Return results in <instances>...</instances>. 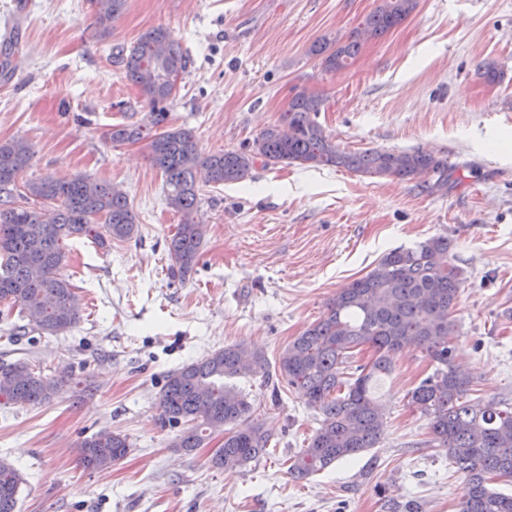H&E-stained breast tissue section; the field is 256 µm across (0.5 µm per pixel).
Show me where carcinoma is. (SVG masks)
Segmentation results:
<instances>
[{
    "mask_svg": "<svg viewBox=\"0 0 512 512\" xmlns=\"http://www.w3.org/2000/svg\"><path fill=\"white\" fill-rule=\"evenodd\" d=\"M95 25L106 36L122 15L127 0H91ZM417 0H377L360 27L347 38L315 42L309 54L320 58L326 72L347 68L361 49V38L376 39L402 24ZM118 63L139 88L148 108L143 122L114 126L113 143L150 139L149 158L165 175L167 201L183 221L170 238V273L181 280L198 264L205 225L193 220L198 207L197 177L221 185L244 180L260 163L343 168L392 180L428 176L431 191L448 188V161L418 149L346 150L333 142L317 121L323 101L305 91L292 97L281 125L267 128L239 150L202 155L192 130L169 125L178 77L186 71L187 52L167 30L143 34ZM30 143L16 137L0 141V303L42 335L57 336L77 325L79 299L61 273L64 241L93 235L100 244L128 240L139 233L127 196L111 184L89 177L45 176L18 181L28 167ZM57 202L51 217L18 199ZM452 241L429 238L412 248L385 254L367 275L338 290L324 314L270 362L264 352L243 344H227L171 372L160 394L162 420L179 428L173 447L190 454L203 447L214 430H224V444L214 463L242 468L269 454L270 436L254 403L236 387L235 378L261 377L273 396L285 384L300 391L320 415V426L295 457L289 470L303 478L338 461L375 447L384 434L387 408L377 395L396 354L412 346L430 360L433 372L408 393V405L427 420L432 447L465 476L459 512H512V494L490 487L512 481V408L495 399L468 398L471 380L456 364L458 324L454 311L464 288L462 270L452 263ZM0 400L27 407L51 402L62 390L60 379L48 377L27 361ZM130 448L120 432H101L81 443L86 469L108 468ZM21 477L6 458L0 459V512H15Z\"/></svg>",
    "mask_w": 512,
    "mask_h": 512,
    "instance_id": "obj_1",
    "label": "carcinoma"
}]
</instances>
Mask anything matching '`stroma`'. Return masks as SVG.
I'll return each instance as SVG.
<instances>
[{
  "label": "stroma",
  "mask_w": 512,
  "mask_h": 512,
  "mask_svg": "<svg viewBox=\"0 0 512 512\" xmlns=\"http://www.w3.org/2000/svg\"><path fill=\"white\" fill-rule=\"evenodd\" d=\"M376 0H127L98 38L89 0H0V141L28 140L22 180L86 175L125 193L138 236L99 246L65 242L61 272L81 300L60 336H0V363L29 358L67 385L52 402L0 400V457L21 476L17 512H458L464 477L435 448L407 394L432 371L400 353L379 392L385 433L375 448L304 479L288 467L318 427L295 390L272 402L259 379L239 378L271 434L268 455L236 470L211 458L215 433L192 453L172 448L160 418L169 372L244 343L276 358L324 313L328 300L383 255L434 236L453 242L465 288L457 360L471 398L512 404V0H417L397 29L364 41L346 69L324 71L310 46L359 27ZM167 29L190 64L177 83L173 126L193 129L201 153L236 150L278 124L299 91L323 101L318 121L348 149H420L445 158L457 180L431 192L333 167H255L250 178L199 183L207 232L195 273L173 278L166 250L182 221L146 142L113 145L115 125L139 122L143 99L115 62L148 30ZM495 64L500 82L480 78ZM125 434L127 455L87 470L80 443Z\"/></svg>",
  "instance_id": "obj_1"
}]
</instances>
